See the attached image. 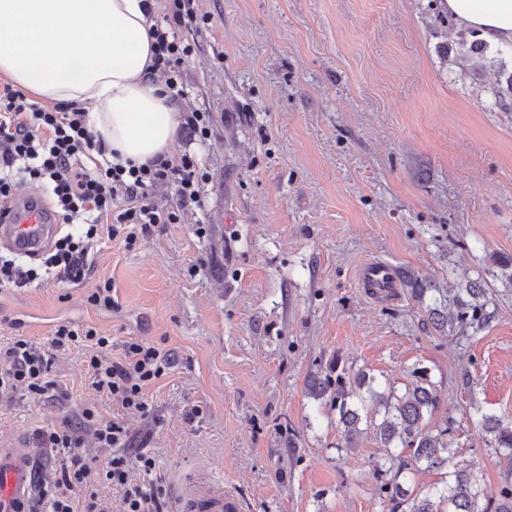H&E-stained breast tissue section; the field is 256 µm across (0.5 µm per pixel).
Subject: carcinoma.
I'll list each match as a JSON object with an SVG mask.
<instances>
[{"label": "carcinoma", "mask_w": 512, "mask_h": 512, "mask_svg": "<svg viewBox=\"0 0 512 512\" xmlns=\"http://www.w3.org/2000/svg\"><path fill=\"white\" fill-rule=\"evenodd\" d=\"M398 278L410 289L414 300L425 306L432 328L439 333L466 336L468 331L480 329L486 320V289L479 284L460 291L451 288L444 295L431 282L413 274L400 272ZM411 376L413 380L404 393L397 394L393 386L379 393L366 373L352 374L336 359L326 366L324 373L312 377L310 392L317 400H327L336 410V428L341 430L344 447L358 446L364 434L360 425L372 429L389 461V465L382 464L375 471L389 512H399L403 507L408 512H512V485L504 486L496 500L482 505L476 477L465 465L448 472L447 481L430 493L402 479L406 470L437 469L452 459V441L448 440L451 427L434 430L429 426L441 406L429 372L415 367ZM363 391L377 403L380 418L361 417L353 401ZM473 422L488 437V446L509 453L507 459L512 465V423L481 411L475 413Z\"/></svg>", "instance_id": "obj_1"}]
</instances>
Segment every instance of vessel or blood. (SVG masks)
Masks as SVG:
<instances>
[{"instance_id":"vessel-or-blood-1","label":"vessel or blood","mask_w":512,"mask_h":512,"mask_svg":"<svg viewBox=\"0 0 512 512\" xmlns=\"http://www.w3.org/2000/svg\"><path fill=\"white\" fill-rule=\"evenodd\" d=\"M57 232L53 215L40 196H18L11 219L0 225V245L34 256L43 251ZM357 279L370 295H391L397 286L392 266L381 259L361 264ZM33 472L29 454L23 448H0V512H22L32 492ZM203 512H241L238 499L218 491L198 502Z\"/></svg>"}]
</instances>
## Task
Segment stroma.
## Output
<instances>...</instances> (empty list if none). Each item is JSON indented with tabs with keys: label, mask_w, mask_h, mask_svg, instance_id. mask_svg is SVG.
<instances>
[{
	"label": "stroma",
	"mask_w": 512,
	"mask_h": 512,
	"mask_svg": "<svg viewBox=\"0 0 512 512\" xmlns=\"http://www.w3.org/2000/svg\"><path fill=\"white\" fill-rule=\"evenodd\" d=\"M196 3L184 105L214 124L175 152L208 175L199 204L132 246L103 240L82 285L0 291L32 317L0 316L2 346L69 322L111 336L113 355L139 340L171 366L133 414L90 388L81 348L57 352L53 390L0 403V448L30 449L51 479L60 461L36 429L76 427L93 407L146 439L155 468L133 480L164 512L215 490L242 512H382V448L369 434L341 447L335 411L308 390L339 356L380 392L427 368L442 401L431 427L453 418L454 463L496 498L512 464L464 414L512 422V48L469 66L443 0ZM369 258L440 288L480 283L487 323L444 337L409 289L370 299L357 280ZM107 280L114 306H92Z\"/></svg>",
	"instance_id": "35a3bbf8"
}]
</instances>
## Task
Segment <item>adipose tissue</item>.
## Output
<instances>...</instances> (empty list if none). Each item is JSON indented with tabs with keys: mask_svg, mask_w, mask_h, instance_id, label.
Segmentation results:
<instances>
[{
	"mask_svg": "<svg viewBox=\"0 0 512 512\" xmlns=\"http://www.w3.org/2000/svg\"><path fill=\"white\" fill-rule=\"evenodd\" d=\"M463 27L512 45V0H446ZM147 0H0V74L38 99L91 101L121 160L171 153L177 114L147 77Z\"/></svg>",
	"mask_w": 512,
	"mask_h": 512,
	"instance_id": "1",
	"label": "adipose tissue"
}]
</instances>
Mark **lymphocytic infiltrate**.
Listing matches in <instances>:
<instances>
[{"mask_svg": "<svg viewBox=\"0 0 512 512\" xmlns=\"http://www.w3.org/2000/svg\"><path fill=\"white\" fill-rule=\"evenodd\" d=\"M195 0H165L162 18H151L152 61L149 80L172 101L187 95L181 67L193 53L179 35L197 22ZM97 139L83 107L76 103L41 106L22 90L0 87V200L12 198L18 175L45 183L64 230L55 238L41 265H27L21 256H0V288H24L48 279L70 286L83 283L102 238H123L126 244L153 233L156 225L177 224L187 206L196 203L203 181L195 157L156 156L142 165L113 164ZM161 188L172 189L178 205L162 209L150 201ZM90 347V386L124 409L146 412V388L163 376L170 360L155 347L123 343V355L112 359V339L96 328L72 329L58 324L49 346L19 337L0 348V401L18 389L43 396L53 382L49 375L55 351L72 344ZM82 431L92 433L98 447L112 456L105 467L82 450V431L38 430L37 438L61 460L51 484L42 485L36 506L28 512H116L99 493L106 484L121 490L117 512H163L158 493L130 482L131 470L151 473L155 460L133 447L128 427L119 418L105 419L93 408L80 415Z\"/></svg>", "mask_w": 512, "mask_h": 512, "instance_id": "lymphocytic-infiltrate-1", "label": "lymphocytic infiltrate"}]
</instances>
